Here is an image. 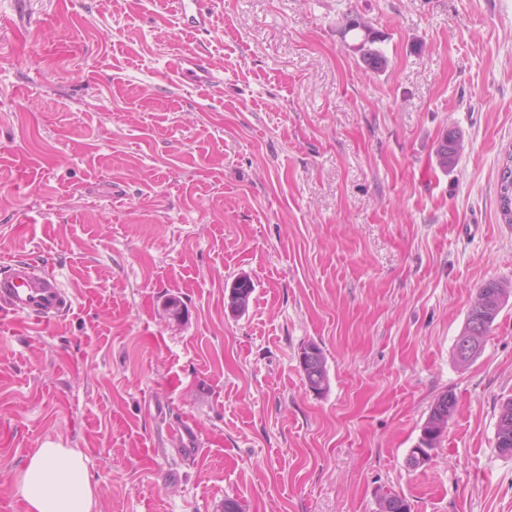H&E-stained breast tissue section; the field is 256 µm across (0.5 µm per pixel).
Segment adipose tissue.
I'll return each mask as SVG.
<instances>
[{
	"instance_id": "adipose-tissue-1",
	"label": "adipose tissue",
	"mask_w": 512,
	"mask_h": 512,
	"mask_svg": "<svg viewBox=\"0 0 512 512\" xmlns=\"http://www.w3.org/2000/svg\"><path fill=\"white\" fill-rule=\"evenodd\" d=\"M26 512H99L100 492L88 477L81 451L47 443L15 478Z\"/></svg>"
}]
</instances>
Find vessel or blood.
<instances>
[{"label": "vessel or blood", "instance_id": "b4317fda", "mask_svg": "<svg viewBox=\"0 0 512 512\" xmlns=\"http://www.w3.org/2000/svg\"><path fill=\"white\" fill-rule=\"evenodd\" d=\"M178 23L206 29L215 9L214 0H165ZM173 80L199 88L220 82L219 76L199 52L178 54L169 65ZM74 298L58 275L31 259H17L0 271V317L20 316L28 328L39 332L68 314Z\"/></svg>", "mask_w": 512, "mask_h": 512}]
</instances>
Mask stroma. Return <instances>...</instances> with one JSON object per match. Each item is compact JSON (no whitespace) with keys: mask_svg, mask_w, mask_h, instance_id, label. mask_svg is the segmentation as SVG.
I'll list each match as a JSON object with an SVG mask.
<instances>
[{"mask_svg":"<svg viewBox=\"0 0 512 512\" xmlns=\"http://www.w3.org/2000/svg\"><path fill=\"white\" fill-rule=\"evenodd\" d=\"M187 49L223 84L170 81ZM511 151L512 0H221L199 32L160 0H0V265L40 261L75 299L41 333L0 320V512L49 441L87 456L100 512H512V300L476 360L454 353L479 288L512 289ZM254 291V285L250 282L248 285L235 284L232 286L228 295V307L235 314H242L247 310L251 294ZM311 347L313 353L306 352V348ZM300 355L301 369L304 376V382L307 387L325 386V392L330 387L329 371L327 369V361L321 348L314 343H310L303 347ZM451 395L452 401L451 403L445 405L442 410L439 409V406L435 403L431 407V411L428 414L424 426L422 429L429 432L431 434V441H430V453L436 449L437 445L441 442V439L444 437L447 426H448V420L451 418L455 411V397L452 393H449ZM430 426V428H429Z\"/></svg>","mask_w":512,"mask_h":512,"instance_id":"35a3bbf8","label":"stroma"}]
</instances>
